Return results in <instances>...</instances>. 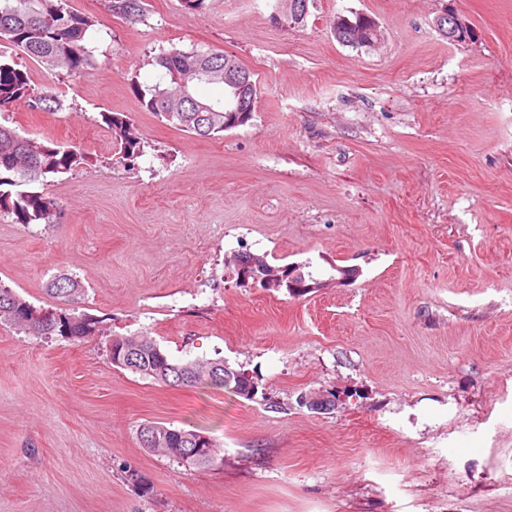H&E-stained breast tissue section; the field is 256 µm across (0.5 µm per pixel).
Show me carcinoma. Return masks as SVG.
<instances>
[{
    "label": "carcinoma",
    "mask_w": 512,
    "mask_h": 512,
    "mask_svg": "<svg viewBox=\"0 0 512 512\" xmlns=\"http://www.w3.org/2000/svg\"><path fill=\"white\" fill-rule=\"evenodd\" d=\"M67 0H0V46L9 45L40 63L46 70H63L69 74L83 73L94 66V48L88 46L90 30L96 20L66 7ZM105 8L113 15L136 23L144 17L143 0H106ZM336 40L347 45L377 30L376 23L367 16L355 20L338 16L331 24ZM171 88L186 80L187 98L179 104V111L171 112L164 105L167 89L157 83L143 86L133 82V91L140 107L173 125L198 136L213 138L226 130L245 124L251 113L224 111V101H203L197 98L195 88L201 83L224 84V53L221 51L186 52L175 46L162 50L155 58ZM36 112H56L61 102L46 87L40 91L32 86L28 71L20 69L13 59L0 53V109L18 102ZM103 122L111 130L123 157H136L141 152V139L129 118L118 112L102 114ZM86 162V155L77 145H62L49 138H27L0 124V186H22L44 182L47 177L68 173ZM59 205L55 198L43 191H18L14 195L0 193V212H8L17 224L42 221L52 223ZM50 296L60 303V311H44L45 317L36 318L39 309L18 296L12 289L0 285V322L10 324L30 336L56 334L70 340H82L99 333V321L86 314H75L84 297L79 282L68 276H58L47 288ZM108 358L119 359L133 354L138 363L126 370L168 386L209 387L231 389L244 397H252L250 379L241 371L224 366V360L212 359L178 363L172 361L151 339L112 335L107 348ZM219 368L220 378L208 380L199 377L197 370L206 364ZM156 435L158 441L148 443L147 435ZM197 436V431L174 428L148 422L139 431L140 443L150 450H158L182 463V450L189 448L186 437ZM218 451L210 443L208 451L185 463L188 468H205L215 464Z\"/></svg>",
    "instance_id": "1"
}]
</instances>
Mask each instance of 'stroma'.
Wrapping results in <instances>:
<instances>
[{"instance_id": "35a3bbf8", "label": "stroma", "mask_w": 512, "mask_h": 512, "mask_svg": "<svg viewBox=\"0 0 512 512\" xmlns=\"http://www.w3.org/2000/svg\"><path fill=\"white\" fill-rule=\"evenodd\" d=\"M274 3L143 0L134 24L69 0L100 23L93 70L12 51L62 106L0 124L87 161L49 178L54 223L0 213V285L55 311L48 282L76 278L102 333L0 324V512H512V0H310L288 29ZM449 10L473 39L441 34ZM339 14L378 40L338 43ZM173 46L253 72L245 125L200 138L140 109L132 82ZM108 111L142 156L119 160ZM242 255L319 286L240 282ZM111 332L223 359L257 393L114 367ZM310 392L334 406H299ZM147 422L210 435L220 463L143 448ZM102 119L120 146L122 157H137L141 152V139L129 118L123 113L105 112Z\"/></svg>"}]
</instances>
